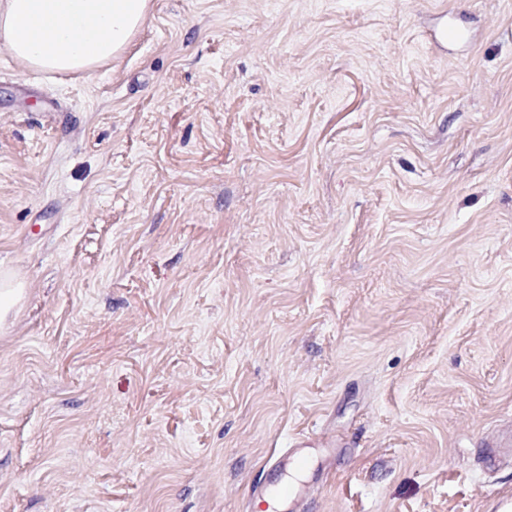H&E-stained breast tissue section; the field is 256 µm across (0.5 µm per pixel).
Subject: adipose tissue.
I'll return each instance as SVG.
<instances>
[{
  "mask_svg": "<svg viewBox=\"0 0 512 512\" xmlns=\"http://www.w3.org/2000/svg\"><path fill=\"white\" fill-rule=\"evenodd\" d=\"M148 9L149 0H8L0 41L31 64L88 71L127 44Z\"/></svg>",
  "mask_w": 512,
  "mask_h": 512,
  "instance_id": "obj_1",
  "label": "adipose tissue"
}]
</instances>
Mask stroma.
<instances>
[{
  "mask_svg": "<svg viewBox=\"0 0 512 512\" xmlns=\"http://www.w3.org/2000/svg\"><path fill=\"white\" fill-rule=\"evenodd\" d=\"M470 43L431 46L440 14ZM41 82L72 122L45 117ZM0 512H489L512 467V0H150L0 44ZM148 9L149 0H9L0 13V38L30 64L89 71L127 44ZM87 31L94 37H77ZM512 435L496 438L489 445L488 450L483 453V463L486 469H492L502 460L512 461ZM308 442L304 438H295L291 448L282 451L263 466L265 479L255 489L267 492L277 498L282 507L291 506L298 512H309L306 508L311 497V489H303L286 480L290 471H304L310 466V456L307 450Z\"/></svg>",
  "mask_w": 512,
  "mask_h": 512,
  "instance_id": "obj_1",
  "label": "stroma"
}]
</instances>
